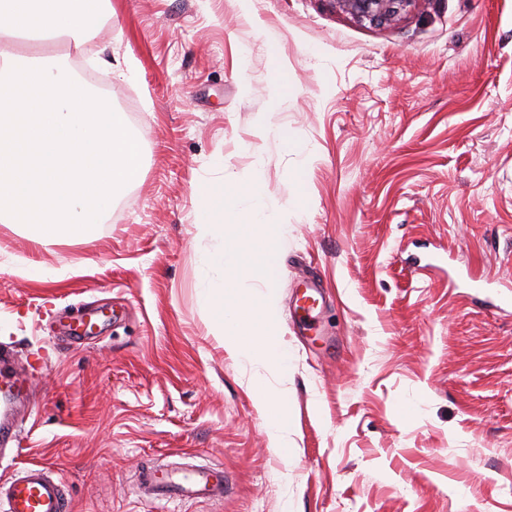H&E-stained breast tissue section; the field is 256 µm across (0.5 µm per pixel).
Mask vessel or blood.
Segmentation results:
<instances>
[{
	"label": "vessel or blood",
	"mask_w": 512,
	"mask_h": 512,
	"mask_svg": "<svg viewBox=\"0 0 512 512\" xmlns=\"http://www.w3.org/2000/svg\"><path fill=\"white\" fill-rule=\"evenodd\" d=\"M29 386L15 370L13 356L0 350V438L14 440L19 426L10 411L13 396L28 394ZM139 493L155 501L183 498L218 501L225 491L224 469L220 466L192 470L175 468L171 463L145 465L137 480ZM0 501L6 512H70L69 499L61 481L54 478L46 465L23 467L8 481L0 484Z\"/></svg>",
	"instance_id": "1"
}]
</instances>
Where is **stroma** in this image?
Here are the masks:
<instances>
[{
	"mask_svg": "<svg viewBox=\"0 0 512 512\" xmlns=\"http://www.w3.org/2000/svg\"><path fill=\"white\" fill-rule=\"evenodd\" d=\"M111 2L86 60L0 43L91 79L142 147L88 240L0 223V345L33 385L0 478L47 462L71 512H512V0H417L390 27L331 0ZM256 167L289 225L287 456L197 266L196 187ZM307 275L323 303L303 333ZM79 308L105 314L76 339ZM151 459L223 465L231 492L141 498Z\"/></svg>",
	"mask_w": 512,
	"mask_h": 512,
	"instance_id": "obj_1",
	"label": "stroma"
}]
</instances>
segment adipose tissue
Wrapping results in <instances>:
<instances>
[{"label": "adipose tissue", "instance_id": "1", "mask_svg": "<svg viewBox=\"0 0 512 512\" xmlns=\"http://www.w3.org/2000/svg\"><path fill=\"white\" fill-rule=\"evenodd\" d=\"M108 0H0V41L38 43L66 39L81 50L95 30Z\"/></svg>", "mask_w": 512, "mask_h": 512}]
</instances>
